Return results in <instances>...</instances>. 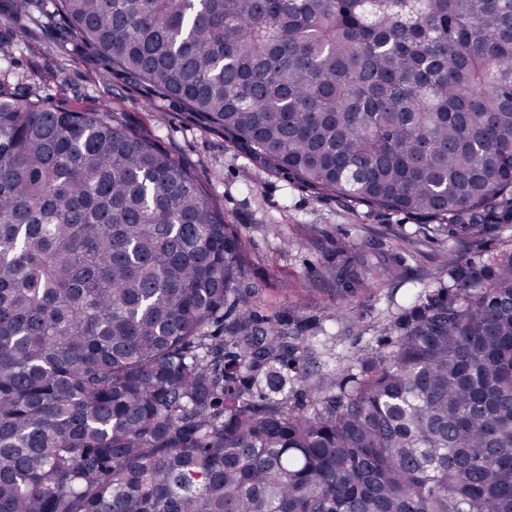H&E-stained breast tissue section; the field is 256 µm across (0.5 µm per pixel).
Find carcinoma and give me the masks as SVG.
Masks as SVG:
<instances>
[{"label": "carcinoma", "mask_w": 512, "mask_h": 512, "mask_svg": "<svg viewBox=\"0 0 512 512\" xmlns=\"http://www.w3.org/2000/svg\"><path fill=\"white\" fill-rule=\"evenodd\" d=\"M34 0H5L0 15ZM101 69L317 193L512 227V0H55ZM194 172L0 77V512H512V253L448 259L397 336L297 389ZM414 252L336 265L345 299Z\"/></svg>", "instance_id": "1"}]
</instances>
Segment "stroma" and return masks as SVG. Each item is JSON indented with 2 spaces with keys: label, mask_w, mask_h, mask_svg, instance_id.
<instances>
[{
  "label": "stroma",
  "mask_w": 512,
  "mask_h": 512,
  "mask_svg": "<svg viewBox=\"0 0 512 512\" xmlns=\"http://www.w3.org/2000/svg\"><path fill=\"white\" fill-rule=\"evenodd\" d=\"M0 40L18 41L10 80H23L41 98L82 109L109 99L119 120L155 141L208 186L242 241L243 286L260 320L278 318L289 336H310L315 351L301 387L333 373L347 358L374 351L394 337L393 325L418 293L447 280L450 251L479 256L483 246L416 235L407 216L377 210L314 190L252 164L223 131L147 86L108 76L81 50L51 0L20 17L0 20ZM412 250L416 260L403 277L382 279L369 294L350 301L352 320H337L342 300L332 275L349 254L377 260L381 248ZM304 307H297L299 296Z\"/></svg>",
  "instance_id": "35a3bbf8"
}]
</instances>
